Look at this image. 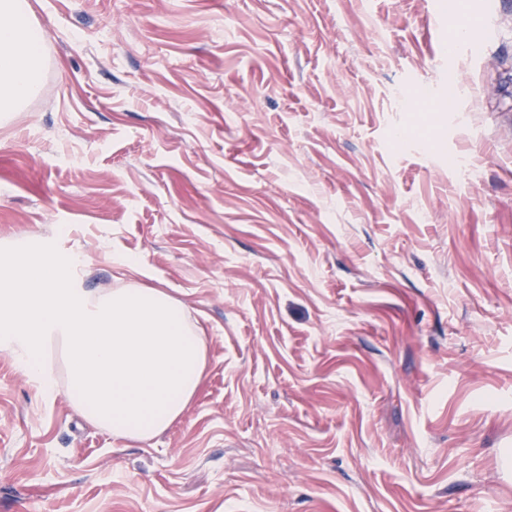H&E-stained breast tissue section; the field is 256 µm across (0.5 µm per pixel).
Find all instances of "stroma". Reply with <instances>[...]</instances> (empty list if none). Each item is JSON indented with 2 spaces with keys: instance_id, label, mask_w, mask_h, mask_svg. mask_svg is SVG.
I'll use <instances>...</instances> for the list:
<instances>
[{
  "instance_id": "1",
  "label": "stroma",
  "mask_w": 512,
  "mask_h": 512,
  "mask_svg": "<svg viewBox=\"0 0 512 512\" xmlns=\"http://www.w3.org/2000/svg\"><path fill=\"white\" fill-rule=\"evenodd\" d=\"M27 2L0 241L165 291L206 364L116 440L0 351V512H512V0Z\"/></svg>"
}]
</instances>
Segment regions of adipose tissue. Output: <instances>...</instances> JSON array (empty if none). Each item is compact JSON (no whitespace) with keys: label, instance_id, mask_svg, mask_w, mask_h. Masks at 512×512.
Here are the masks:
<instances>
[{"label":"adipose tissue","instance_id":"adipose-tissue-1","mask_svg":"<svg viewBox=\"0 0 512 512\" xmlns=\"http://www.w3.org/2000/svg\"><path fill=\"white\" fill-rule=\"evenodd\" d=\"M42 34L22 0H0V113L9 114L40 87Z\"/></svg>","mask_w":512,"mask_h":512}]
</instances>
